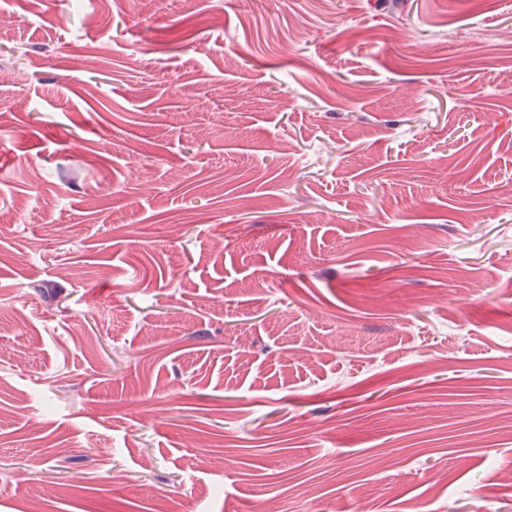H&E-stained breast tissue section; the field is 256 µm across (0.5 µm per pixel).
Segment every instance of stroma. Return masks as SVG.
<instances>
[{
  "instance_id": "stroma-1",
  "label": "stroma",
  "mask_w": 512,
  "mask_h": 512,
  "mask_svg": "<svg viewBox=\"0 0 512 512\" xmlns=\"http://www.w3.org/2000/svg\"><path fill=\"white\" fill-rule=\"evenodd\" d=\"M510 75L512 0H0V512H512Z\"/></svg>"
}]
</instances>
